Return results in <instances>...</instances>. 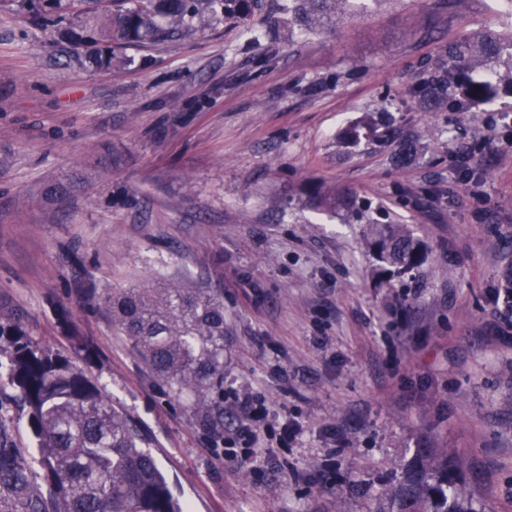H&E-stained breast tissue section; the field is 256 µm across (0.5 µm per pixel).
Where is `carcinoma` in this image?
I'll return each mask as SVG.
<instances>
[{
    "label": "carcinoma",
    "instance_id": "cac0c4a2",
    "mask_svg": "<svg viewBox=\"0 0 512 512\" xmlns=\"http://www.w3.org/2000/svg\"><path fill=\"white\" fill-rule=\"evenodd\" d=\"M259 0H48L43 17L61 37L81 46L83 63L108 71L113 49L157 47L187 29L222 21L249 33ZM356 0H276L267 16L270 42L281 27L313 36ZM254 35L250 41L261 38ZM485 69L476 80L471 72ZM512 95V28L464 30L441 46L423 81L410 89L426 112L465 111ZM313 200L342 210L348 220L371 223L356 197L328 193ZM381 258L408 269L418 244L386 224L377 231ZM74 290L104 308L153 380L171 399L184 401L214 449L224 446V299L217 288L159 280L151 288L97 287L80 279ZM9 361L10 385L26 404L37 454L22 447L8 396L0 390V512H186L172 493L145 440L71 362L37 339L19 307L0 302V356ZM456 448H418L383 490L381 512H476L461 477Z\"/></svg>",
    "mask_w": 512,
    "mask_h": 512
}]
</instances>
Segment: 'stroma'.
Here are the masks:
<instances>
[{
	"instance_id": "obj_1",
	"label": "stroma",
	"mask_w": 512,
	"mask_h": 512,
	"mask_svg": "<svg viewBox=\"0 0 512 512\" xmlns=\"http://www.w3.org/2000/svg\"><path fill=\"white\" fill-rule=\"evenodd\" d=\"M505 21L490 0H361L270 49L216 22L97 71L0 6V301L131 419L189 512H377L398 464L443 446L477 512H512V314L495 301L512 284V97L424 112L409 93L442 43ZM317 190L386 211L422 262L388 277L371 225L310 205ZM86 274L223 289L224 380L298 421L294 448L214 454L73 291Z\"/></svg>"
}]
</instances>
